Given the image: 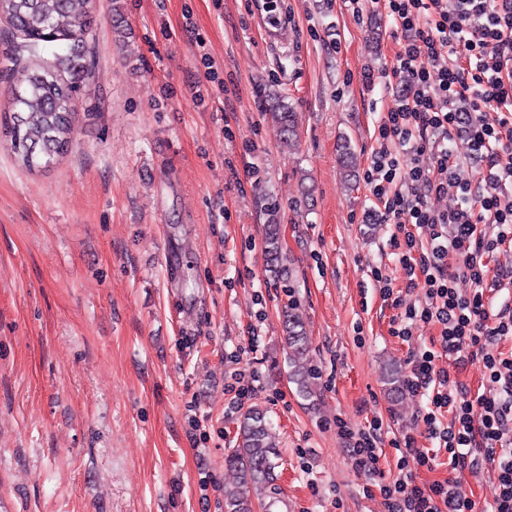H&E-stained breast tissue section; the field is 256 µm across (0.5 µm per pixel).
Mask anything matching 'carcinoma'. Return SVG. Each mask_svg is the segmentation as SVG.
Listing matches in <instances>:
<instances>
[{
  "instance_id": "carcinoma-1",
  "label": "carcinoma",
  "mask_w": 512,
  "mask_h": 512,
  "mask_svg": "<svg viewBox=\"0 0 512 512\" xmlns=\"http://www.w3.org/2000/svg\"><path fill=\"white\" fill-rule=\"evenodd\" d=\"M9 24L16 42L6 54L5 71L15 84L11 112L0 117V133L10 138L14 152L28 169L49 166L67 152L72 143L76 83L90 75L93 58V0H0V17ZM69 18L65 25L60 19ZM270 118L289 147L298 141L296 113L278 98ZM340 165L354 179L357 155L349 141L339 146ZM268 272L273 279L289 275L281 259L279 224L271 215L265 229ZM283 339L289 349L290 378L305 398L311 396L312 364L303 316L297 305L285 306ZM276 453L271 443L266 413L251 407L242 414L240 440L224 460L237 472L240 483L265 488L275 469ZM224 512H252L250 499L234 490H224Z\"/></svg>"
}]
</instances>
